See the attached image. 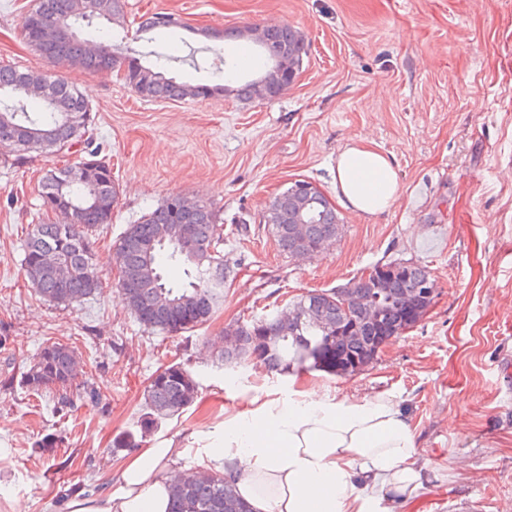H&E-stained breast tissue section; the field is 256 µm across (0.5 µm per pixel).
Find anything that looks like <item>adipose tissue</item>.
Returning a JSON list of instances; mask_svg holds the SVG:
<instances>
[{
    "label": "adipose tissue",
    "mask_w": 512,
    "mask_h": 512,
    "mask_svg": "<svg viewBox=\"0 0 512 512\" xmlns=\"http://www.w3.org/2000/svg\"><path fill=\"white\" fill-rule=\"evenodd\" d=\"M345 207L375 214L399 194L391 159L359 141L336 157ZM185 450L175 440L138 449L93 496L68 512H169V489ZM415 431L390 397L336 398L313 390L254 397L224 407L220 443L205 468L234 475L253 512H414L429 487Z\"/></svg>",
    "instance_id": "obj_1"
}]
</instances>
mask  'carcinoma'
<instances>
[{
    "label": "carcinoma",
    "mask_w": 512,
    "mask_h": 512,
    "mask_svg": "<svg viewBox=\"0 0 512 512\" xmlns=\"http://www.w3.org/2000/svg\"><path fill=\"white\" fill-rule=\"evenodd\" d=\"M127 0H38L31 12L39 14V29L27 31L29 16H24L21 34L39 56L65 62L84 51V42L96 41L103 55L87 62L84 71L97 72L102 63L126 68L124 84L148 101L181 102L209 98L224 92V86L239 73V63L222 58L213 72L214 84H190L166 76L177 57L158 53L150 64L141 58L118 51L105 34L81 36L76 25H92L96 18L116 21L125 15ZM270 44L288 50L295 42L297 30L286 24L267 26ZM6 143L18 156L36 152L58 155L74 144L84 145L82 161L94 163L101 170L94 181H75L69 167H52L40 179L41 206L59 194L79 207L99 206L92 224H55L39 220L25 241L24 267L40 296L57 305L80 302L102 288L93 262V241L97 228L112 221L119 186L112 177V165L101 157L90 119V107L78 87L48 69L20 68L0 64V143ZM292 188L271 201L265 222L279 249L294 254L297 242L288 234V226L300 220L307 223L306 242L323 254L338 238L336 229L342 219L321 191L305 199L300 208L288 204ZM156 224L183 226L180 245H158L148 251L141 246ZM124 253L125 281L118 284L126 302H135L141 316L137 321L146 329L165 334H180L207 324L224 306V280L230 270L224 264V226L217 223V213L205 202L184 213L164 202L127 226L116 243ZM49 250H61L68 256L78 275L61 284L51 274L36 275V267ZM183 268L185 282L172 284L166 271ZM379 274L381 287L365 292L380 298L390 312L378 327L359 326L346 341L336 340V330L347 329L357 322L338 297L339 289L302 295L292 303L301 310L295 330L283 333L275 314L238 322L228 331L239 336L240 345H225L218 354L223 364L263 367L269 372L292 373L322 370L337 375L349 373L371 363L389 341L401 336L410 322L407 315L390 302L410 293L430 280L426 267L390 261ZM191 314L192 324L181 319ZM74 348L58 341H48L26 373L28 385L36 389H55L67 398V389L75 379L72 363ZM199 383L180 363L160 366L146 387L144 424L181 414L198 397ZM171 512H251L241 501L235 480L222 473L190 470L170 490Z\"/></svg>",
    "instance_id": "obj_1"
}]
</instances>
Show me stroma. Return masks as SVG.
Returning a JSON list of instances; mask_svg holds the SVG:
<instances>
[{
  "label": "stroma",
  "instance_id": "stroma-1",
  "mask_svg": "<svg viewBox=\"0 0 512 512\" xmlns=\"http://www.w3.org/2000/svg\"><path fill=\"white\" fill-rule=\"evenodd\" d=\"M35 0H0V63L45 68L21 36ZM171 12L184 28L142 33L145 13ZM284 23L305 38L292 87L266 101L233 96L146 101L116 75L61 64L91 107L120 196L96 234L102 289L60 306L40 298L24 269V239L41 199L39 180L78 154L16 159L0 148V512H66L73 492L97 493L133 448L180 439V470L222 435L224 405L287 396L289 386L329 395L385 394L414 428L430 475L418 512L481 501L512 512V0H128L123 20L94 21L113 44L176 49L172 73L209 83L217 59L202 28L238 30L226 55L259 51L244 33ZM353 140L386 154L400 193L377 215L341 204L336 155ZM312 182L343 221L320 257L280 252L270 202L294 180ZM182 195L209 202L224 226V306L200 329L145 330L117 287L114 246L127 224ZM425 266L434 304L362 370L301 372L295 381L218 364L225 330L265 305L328 290L374 264ZM53 338L74 345L81 372L58 404L25 381ZM182 363L200 383L182 415L142 429L145 390L163 364Z\"/></svg>",
  "mask_w": 512,
  "mask_h": 512
}]
</instances>
